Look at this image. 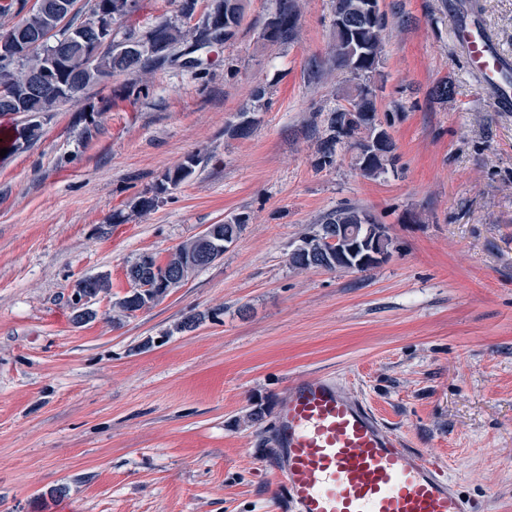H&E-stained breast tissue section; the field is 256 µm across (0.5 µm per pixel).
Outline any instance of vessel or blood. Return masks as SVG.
<instances>
[{"label":"vessel or blood","instance_id":"vessel-or-blood-1","mask_svg":"<svg viewBox=\"0 0 512 512\" xmlns=\"http://www.w3.org/2000/svg\"><path fill=\"white\" fill-rule=\"evenodd\" d=\"M454 35L496 109L512 112V59L477 17H459ZM273 431V492L287 512H471L440 468L404 447L337 378L291 379Z\"/></svg>","mask_w":512,"mask_h":512}]
</instances>
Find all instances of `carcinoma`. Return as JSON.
I'll use <instances>...</instances> for the list:
<instances>
[{
    "label": "carcinoma",
    "mask_w": 512,
    "mask_h": 512,
    "mask_svg": "<svg viewBox=\"0 0 512 512\" xmlns=\"http://www.w3.org/2000/svg\"><path fill=\"white\" fill-rule=\"evenodd\" d=\"M224 7L225 22L233 23L234 30L226 33L224 41L213 42L212 33L196 26L187 31L183 26L164 21L150 30L151 37L135 52L120 51L114 45L100 49L93 61H88L73 48H68L60 62L61 77L83 92L89 85L115 72L142 73L148 68L170 60L176 49L193 39L197 44L216 46L220 50L232 40L243 18V0H218ZM106 3L112 13L113 24L121 29L124 19L136 11L138 0H87L89 10ZM335 47L332 60L336 69L349 72L358 82L349 87L348 106L336 108L329 118V134L319 146L322 164H330L336 156V146L344 141L353 150L362 152L361 173L366 177H378L395 166V143L388 129L375 122L376 91L368 83L370 74L375 72L383 49V32L387 27L386 15L379 10L370 15L367 0H334ZM299 22L295 0H280L276 13L271 17L263 32L265 40L283 41L292 37ZM47 64V56L34 50L19 65L0 59V79L5 78L22 90L30 84L34 72ZM70 100L58 92L54 86L48 87L39 95L28 100L27 112H52L56 107ZM198 160L189 157L176 167L168 170L161 183L156 185L154 195L140 201L141 209L147 211L155 206L160 195L178 187L195 173ZM249 216L239 214L219 225V233L228 243L239 239L248 224ZM391 238L386 225L379 223L368 212L352 206L342 205L323 215L317 231L300 239V247L289 256L292 266L299 269L322 267L328 271L336 269L366 272L380 263L372 252L380 254L388 251ZM205 244L189 240L176 247L161 260L151 255L152 264L147 266L143 258H137L126 269V278L150 282L157 272H162L163 264L177 266V283H183L190 274L200 270V266L185 260L189 255L199 254ZM165 297V289L154 288L148 296L126 293L114 303L117 316L132 315L140 309L154 304Z\"/></svg>",
    "instance_id": "obj_1"
}]
</instances>
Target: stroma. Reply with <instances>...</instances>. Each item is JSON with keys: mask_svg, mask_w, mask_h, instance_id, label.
<instances>
[{"mask_svg": "<svg viewBox=\"0 0 512 512\" xmlns=\"http://www.w3.org/2000/svg\"><path fill=\"white\" fill-rule=\"evenodd\" d=\"M296 5V35L270 43L278 0H247L206 72L176 60L54 112L0 114V512H277L275 437L246 414L278 410L295 373L340 379L475 512H512V112L453 36L477 9L512 56V0H381L372 82L398 159L376 178L343 143L319 163L350 77L328 63L333 0ZM443 82L452 95L433 98ZM243 111L252 132L231 136ZM191 156L194 175L142 212ZM346 203L388 227L387 258L292 267ZM238 213L250 220L219 261L113 326L129 264ZM101 274L96 318L73 323L75 284Z\"/></svg>", "mask_w": 512, "mask_h": 512, "instance_id": "stroma-1", "label": "stroma"}]
</instances>
